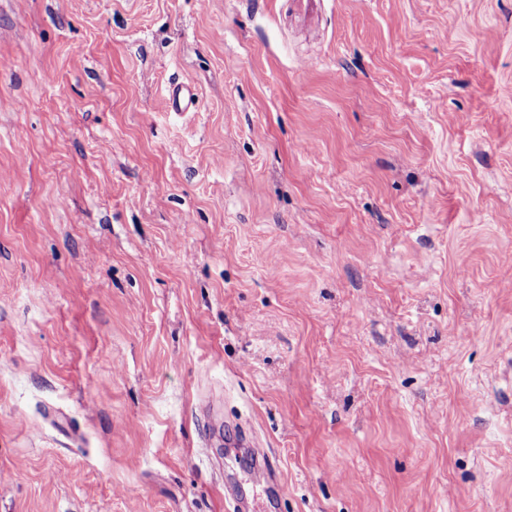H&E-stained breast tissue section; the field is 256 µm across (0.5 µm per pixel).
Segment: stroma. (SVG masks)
Listing matches in <instances>:
<instances>
[{
	"label": "stroma",
	"instance_id": "1",
	"mask_svg": "<svg viewBox=\"0 0 512 512\" xmlns=\"http://www.w3.org/2000/svg\"><path fill=\"white\" fill-rule=\"evenodd\" d=\"M314 10L0 0V512H512V0Z\"/></svg>",
	"mask_w": 512,
	"mask_h": 512
}]
</instances>
